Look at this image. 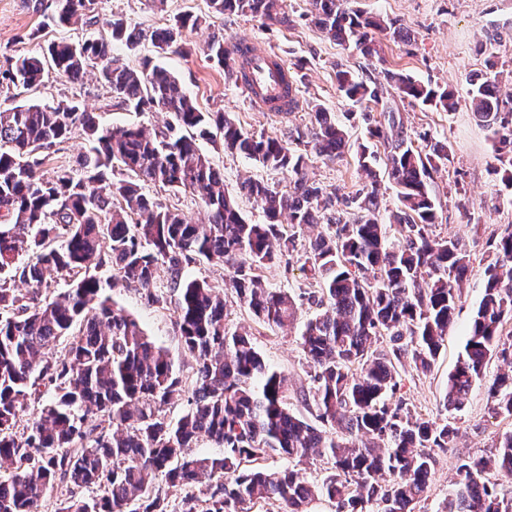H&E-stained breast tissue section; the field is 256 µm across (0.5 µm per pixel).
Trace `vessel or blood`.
<instances>
[{"instance_id": "obj_1", "label": "vessel or blood", "mask_w": 512, "mask_h": 512, "mask_svg": "<svg viewBox=\"0 0 512 512\" xmlns=\"http://www.w3.org/2000/svg\"><path fill=\"white\" fill-rule=\"evenodd\" d=\"M237 47L250 51L255 58L249 82L244 86L252 105L264 112L269 111V102L273 99L280 106H287L288 93L282 80L287 69L280 65L277 54L249 39L238 42Z\"/></svg>"}]
</instances>
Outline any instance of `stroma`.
<instances>
[{"mask_svg": "<svg viewBox=\"0 0 512 512\" xmlns=\"http://www.w3.org/2000/svg\"><path fill=\"white\" fill-rule=\"evenodd\" d=\"M353 6L364 12L398 20L411 35L410 43L379 35V57L366 58L326 38L308 17V0H284L283 9L289 25L268 24L250 15L232 14L224 19H208L206 0H166L156 8L152 0H101L102 16L123 15L127 23L145 35L137 50L116 45L115 55L132 68H140L144 58L169 69L204 112L223 110L232 114L243 128L269 136L287 138L294 129L309 132L313 108L321 106L335 115L349 134L339 158H311L309 174L326 191L349 193L360 188L364 175L358 159L361 146L370 139L362 114L352 102L336 90V66L345 64L356 77L367 81L380 78L389 68L411 75L422 83H432L453 90L455 111L440 109L400 98L392 87H384L382 100L397 109L404 127L414 141L429 136L450 147L449 157L434 173L431 191L438 203L439 220L434 229L440 236H454L470 253L471 267L462 285V297L444 345L428 373L406 368L402 374L400 397L422 417L437 422L451 421L458 435L451 448L434 450L435 465L429 486L414 512H437L448 495L460 458L486 454L504 434L512 431V419L492 416L488 384L497 372L505 371L501 361L491 360L485 377L474 383L462 411L449 412L445 395L448 377L461 356L474 311L481 299L485 268L493 256V244L512 224V205L505 199L512 195L498 171L489 132L473 117L468 90L472 80L497 76L501 92L512 93V0H354ZM53 0H0V57H18L38 50L40 42L28 40L31 30L41 32L43 41L60 38L81 39L96 36L97 28L71 26L59 28L50 21ZM190 12L201 16L200 26L187 39L193 51L189 55H157L150 34L162 27L167 18ZM222 38L226 47L243 39H254L275 51L285 63L305 60V78L298 86V112H259L253 110L238 85L225 82L224 73L207 59L202 47L211 37ZM22 100L54 104L78 99L102 116L108 126L137 125L149 130L161 128L166 116L161 112H134L114 107L106 87L89 79L71 84L56 74H49L43 85L21 94ZM213 163L224 175V188L236 193L248 177L284 189L287 174L262 167L241 154L225 151L223 146L202 141ZM328 224L302 227L296 232V249L274 264L263 267L259 275L266 287L282 290L295 299L299 312L296 320L284 328H270L258 322L247 306L228 299L226 311L230 325L252 334L267 364L288 375L292 390L291 409L302 416L311 411L303 399L311 381L300 336L306 320L318 313L308 295L317 286L302 271L305 252L318 232L328 231ZM109 296L136 318L146 336L176 355L175 364L184 382L194 379L195 361L180 353V341L172 306L147 305L140 291L121 285L109 289Z\"/></svg>", "mask_w": 512, "mask_h": 512, "instance_id": "35a3bbf8", "label": "stroma"}]
</instances>
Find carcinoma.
Listing matches in <instances>:
<instances>
[{"label":"carcinoma","instance_id":"obj_1","mask_svg":"<svg viewBox=\"0 0 512 512\" xmlns=\"http://www.w3.org/2000/svg\"><path fill=\"white\" fill-rule=\"evenodd\" d=\"M98 4L55 0L52 19L60 27L92 26ZM309 4L312 23L327 38L364 56L378 53V32L411 41L396 22L353 10L347 0ZM208 7L217 19L240 13L285 22L281 0H208ZM199 22L190 13L169 19L151 35L156 52H187L185 32ZM139 41L113 16L95 38H61L35 54L7 57L0 67V93L37 88L52 70L73 84L95 78L115 107L168 114L151 133L109 127L77 99L0 109V461L12 466L0 476V512H41L44 490L59 484L103 492L72 493L58 512H252L259 502L277 505V512H308L319 498L336 512H412L430 481L431 450L451 447L456 437L448 422L426 419L402 399L392 402L402 360L422 373L433 366L470 272L465 245L432 231L438 211L430 181L448 146H416L396 112L383 109L376 119L364 109L367 133L382 144L396 189V243L380 214L376 156L368 147L359 156L368 182L354 193H328L310 178L309 156L334 160L347 143L330 113L316 109L308 141L300 131L292 144L256 134L226 112L200 111L164 67L147 60L134 70L114 56V44L133 50ZM203 53L225 81L248 80L252 59L224 40L212 37ZM383 76L402 99L455 109L445 88L401 71ZM336 90L354 104L377 105L382 86L340 66ZM470 96L475 116L492 130L497 160L512 167V95L501 97L496 78L488 77L472 83ZM76 133L88 148L75 165L47 170L51 150ZM200 139L288 173L285 192L253 179L240 185V195L263 202L266 223L245 220ZM147 185L196 194L205 220L162 206ZM338 202L347 215L325 217ZM285 214L293 227L323 218L336 225L315 238L303 265L320 285V295L308 296L320 312L301 333L319 428L288 406V375L265 363L250 335L229 326L224 293L184 275L201 259L229 264L230 288L259 322L280 328L293 321L294 299L256 274L296 248L295 235L281 229ZM103 268L112 271L106 280L93 274ZM161 271L165 292L154 288ZM54 275L69 278V288L49 300L44 292ZM485 275L464 352L448 377L451 411L462 409L491 358L512 365V335L502 340L503 323L512 318L511 224L497 238ZM115 280L143 291L150 305H174L181 348L196 362L192 387L177 374L174 357L104 295ZM384 336L389 349L374 348ZM62 340L65 353L46 359ZM39 381L54 387L52 401L19 435L18 418ZM488 395L494 413L512 416V370L494 377ZM178 397L187 409L173 422L164 408ZM101 417L112 432L99 430ZM204 440L222 452L190 456ZM273 455L299 465L322 457L330 473L310 484L290 468L243 467ZM494 466L512 473V434L491 455L459 461L440 512H512V498L499 496L487 478ZM160 474L164 492L154 488ZM181 491L178 508L170 509L169 494Z\"/></svg>","mask_w":512,"mask_h":512}]
</instances>
